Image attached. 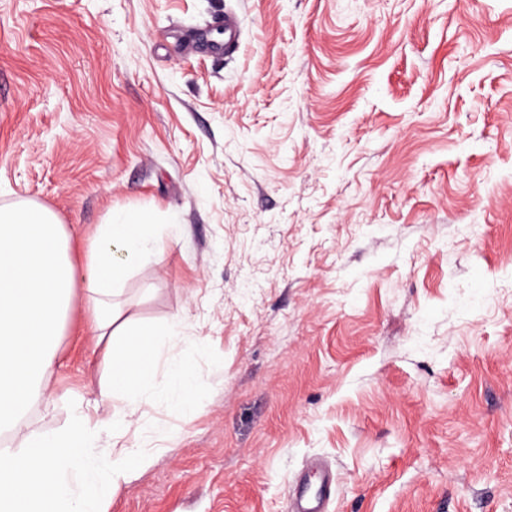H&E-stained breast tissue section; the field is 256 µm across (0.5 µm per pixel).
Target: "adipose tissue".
I'll return each mask as SVG.
<instances>
[{
  "label": "adipose tissue",
  "instance_id": "1",
  "mask_svg": "<svg viewBox=\"0 0 512 512\" xmlns=\"http://www.w3.org/2000/svg\"><path fill=\"white\" fill-rule=\"evenodd\" d=\"M66 233L56 215L33 202L0 206V434H24L26 410L46 397L59 326L83 290L90 326L111 365L109 391L120 400L109 419L78 410L61 432L24 434L20 449L0 448V512H107L105 500L146 456L130 448L98 450L103 433L129 430L154 393L191 411L197 379L156 341L136 343L117 324L113 298L128 269L146 257L162 261L149 215L123 211L100 225L85 268L66 257ZM122 339L121 350L108 340Z\"/></svg>",
  "mask_w": 512,
  "mask_h": 512
}]
</instances>
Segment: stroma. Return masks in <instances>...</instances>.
I'll return each mask as SVG.
<instances>
[{
	"instance_id": "obj_1",
	"label": "stroma",
	"mask_w": 512,
	"mask_h": 512,
	"mask_svg": "<svg viewBox=\"0 0 512 512\" xmlns=\"http://www.w3.org/2000/svg\"><path fill=\"white\" fill-rule=\"evenodd\" d=\"M232 18L234 52L204 35ZM58 217L76 267L113 212L162 262L121 322L199 377L111 446L108 512H512V0H0V205ZM75 300L30 431L108 369ZM332 477L328 471L327 482L324 486L325 494L321 500H311L305 497L303 491L296 483L291 501V512H324V507L331 496Z\"/></svg>"
}]
</instances>
